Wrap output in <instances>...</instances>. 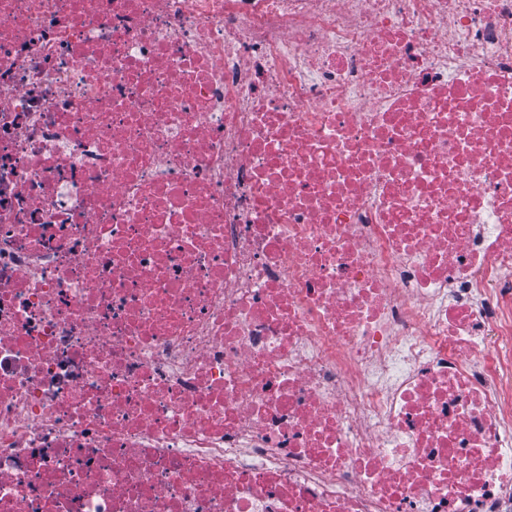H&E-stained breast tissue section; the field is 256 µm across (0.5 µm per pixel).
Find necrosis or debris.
Here are the masks:
<instances>
[{
	"label": "necrosis or debris",
	"instance_id": "obj_1",
	"mask_svg": "<svg viewBox=\"0 0 512 512\" xmlns=\"http://www.w3.org/2000/svg\"><path fill=\"white\" fill-rule=\"evenodd\" d=\"M0 512H512V0H0Z\"/></svg>",
	"mask_w": 512,
	"mask_h": 512
}]
</instances>
